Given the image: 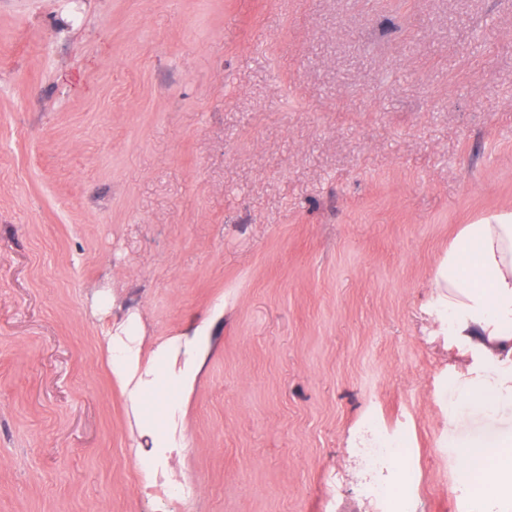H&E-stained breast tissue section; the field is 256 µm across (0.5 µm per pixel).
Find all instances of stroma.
Instances as JSON below:
<instances>
[{
	"instance_id": "stroma-1",
	"label": "stroma",
	"mask_w": 512,
	"mask_h": 512,
	"mask_svg": "<svg viewBox=\"0 0 512 512\" xmlns=\"http://www.w3.org/2000/svg\"><path fill=\"white\" fill-rule=\"evenodd\" d=\"M510 213L512 0H0V512H376L366 425L470 512L512 408L459 405L427 306ZM218 304L194 493L146 497L101 336Z\"/></svg>"
}]
</instances>
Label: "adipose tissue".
<instances>
[{"label": "adipose tissue", "instance_id": "obj_1", "mask_svg": "<svg viewBox=\"0 0 512 512\" xmlns=\"http://www.w3.org/2000/svg\"><path fill=\"white\" fill-rule=\"evenodd\" d=\"M434 302L444 347L459 367L454 383L462 403L482 412L512 404V214L462 225L448 245ZM103 342L112 375L133 411L140 441V485L151 494L170 478L173 452L184 445L190 394L212 347L208 321L189 334L151 339L141 320L112 324ZM481 477L485 493L472 512H512V430L467 441L459 482Z\"/></svg>", "mask_w": 512, "mask_h": 512}]
</instances>
